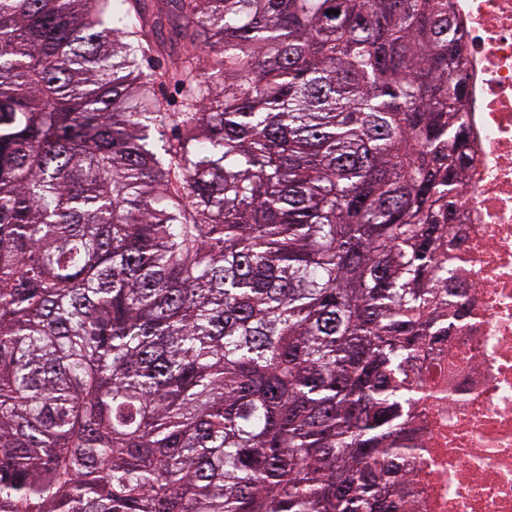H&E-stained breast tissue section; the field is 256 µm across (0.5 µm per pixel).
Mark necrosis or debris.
<instances>
[{"label":"necrosis or debris","mask_w":512,"mask_h":512,"mask_svg":"<svg viewBox=\"0 0 512 512\" xmlns=\"http://www.w3.org/2000/svg\"><path fill=\"white\" fill-rule=\"evenodd\" d=\"M452 16L474 162L450 259L470 313L417 361L403 512H512V0H452Z\"/></svg>","instance_id":"necrosis-or-debris-1"}]
</instances>
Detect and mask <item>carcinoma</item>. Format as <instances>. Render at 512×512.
I'll return each instance as SVG.
<instances>
[{
    "label": "carcinoma",
    "mask_w": 512,
    "mask_h": 512,
    "mask_svg": "<svg viewBox=\"0 0 512 512\" xmlns=\"http://www.w3.org/2000/svg\"><path fill=\"white\" fill-rule=\"evenodd\" d=\"M450 2L0 0V512H401L467 315Z\"/></svg>",
    "instance_id": "carcinoma-1"
}]
</instances>
